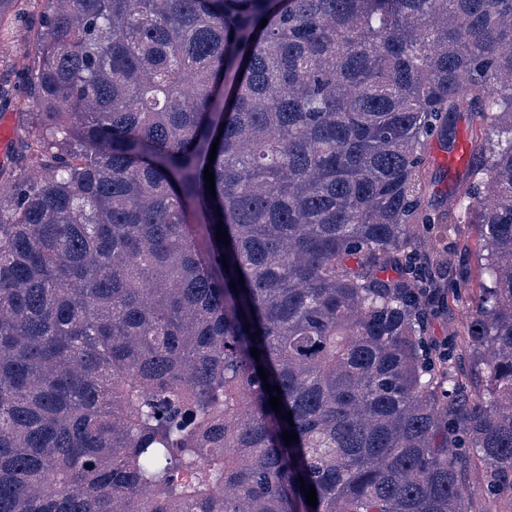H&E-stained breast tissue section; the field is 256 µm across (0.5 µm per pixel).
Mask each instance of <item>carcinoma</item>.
I'll return each mask as SVG.
<instances>
[{
	"instance_id": "carcinoma-1",
	"label": "carcinoma",
	"mask_w": 512,
	"mask_h": 512,
	"mask_svg": "<svg viewBox=\"0 0 512 512\" xmlns=\"http://www.w3.org/2000/svg\"><path fill=\"white\" fill-rule=\"evenodd\" d=\"M47 2L0 183V512H470L467 461L512 497V0ZM459 112L460 219L424 176ZM461 219L479 387L426 342ZM452 228L455 227V233L451 232L450 242L457 249L461 263L467 264L473 272L476 271L480 256L476 251V235L472 232L471 224H451Z\"/></svg>"
}]
</instances>
